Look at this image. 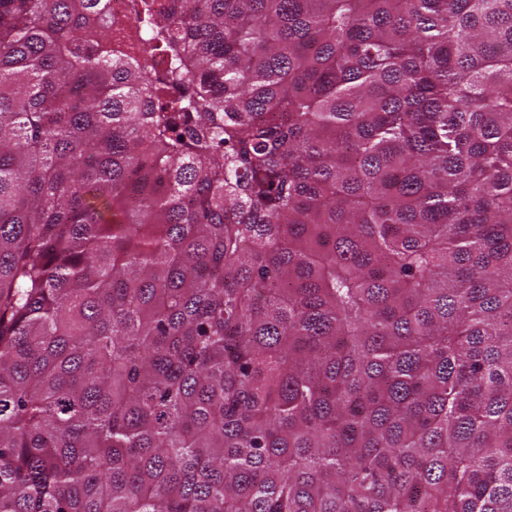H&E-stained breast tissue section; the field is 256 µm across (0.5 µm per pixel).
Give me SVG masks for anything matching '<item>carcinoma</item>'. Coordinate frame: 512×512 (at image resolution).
I'll return each mask as SVG.
<instances>
[{
  "label": "carcinoma",
  "instance_id": "1",
  "mask_svg": "<svg viewBox=\"0 0 512 512\" xmlns=\"http://www.w3.org/2000/svg\"><path fill=\"white\" fill-rule=\"evenodd\" d=\"M0 0V512H512V0ZM139 1L108 0V10L112 18V35L107 32L104 36V43L108 47H112V51L136 55L134 45L127 38V32L137 25Z\"/></svg>",
  "mask_w": 512,
  "mask_h": 512
}]
</instances>
